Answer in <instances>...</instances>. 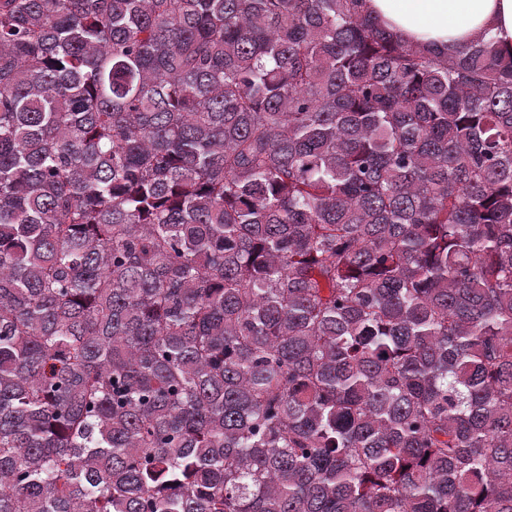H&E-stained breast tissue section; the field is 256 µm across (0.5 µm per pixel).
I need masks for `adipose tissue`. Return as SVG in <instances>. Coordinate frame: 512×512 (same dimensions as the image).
Instances as JSON below:
<instances>
[{
  "label": "adipose tissue",
  "mask_w": 512,
  "mask_h": 512,
  "mask_svg": "<svg viewBox=\"0 0 512 512\" xmlns=\"http://www.w3.org/2000/svg\"><path fill=\"white\" fill-rule=\"evenodd\" d=\"M383 27L410 43H428L456 54L473 35L489 31L512 50V0H365Z\"/></svg>",
  "instance_id": "adipose-tissue-1"
}]
</instances>
